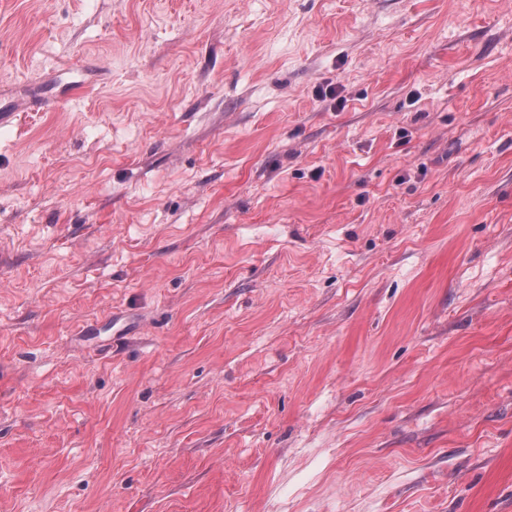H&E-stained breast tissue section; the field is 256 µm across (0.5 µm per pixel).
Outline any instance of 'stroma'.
I'll return each mask as SVG.
<instances>
[{
    "label": "stroma",
    "instance_id": "stroma-1",
    "mask_svg": "<svg viewBox=\"0 0 512 512\" xmlns=\"http://www.w3.org/2000/svg\"><path fill=\"white\" fill-rule=\"evenodd\" d=\"M14 100L0 512H512V0H0Z\"/></svg>",
    "mask_w": 512,
    "mask_h": 512
}]
</instances>
